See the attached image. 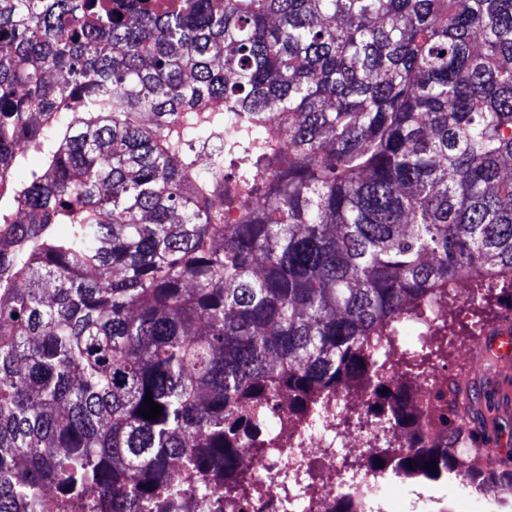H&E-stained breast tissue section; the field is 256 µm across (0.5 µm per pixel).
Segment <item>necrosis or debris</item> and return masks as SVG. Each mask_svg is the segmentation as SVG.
<instances>
[{
    "label": "necrosis or debris",
    "mask_w": 512,
    "mask_h": 512,
    "mask_svg": "<svg viewBox=\"0 0 512 512\" xmlns=\"http://www.w3.org/2000/svg\"><path fill=\"white\" fill-rule=\"evenodd\" d=\"M345 412L360 422L359 432L341 435L332 402L313 431L306 422L289 416L287 408H280L269 448L239 451V472L255 487V494H225L224 512H335L349 478L380 486L384 469L354 465L355 460L377 453L379 446L376 424L363 397L350 396Z\"/></svg>",
    "instance_id": "necrosis-or-debris-1"
}]
</instances>
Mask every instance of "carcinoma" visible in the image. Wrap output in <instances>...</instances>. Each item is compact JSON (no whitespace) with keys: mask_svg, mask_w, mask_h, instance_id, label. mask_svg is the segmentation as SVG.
Listing matches in <instances>:
<instances>
[{"mask_svg":"<svg viewBox=\"0 0 512 512\" xmlns=\"http://www.w3.org/2000/svg\"><path fill=\"white\" fill-rule=\"evenodd\" d=\"M142 2L0 0V512H221L283 394L359 390L509 502L410 397L454 326L395 344L512 302V0Z\"/></svg>","mask_w":512,"mask_h":512,"instance_id":"1","label":"carcinoma"}]
</instances>
